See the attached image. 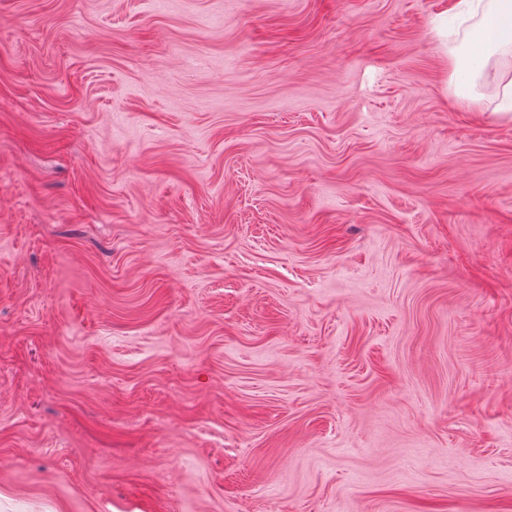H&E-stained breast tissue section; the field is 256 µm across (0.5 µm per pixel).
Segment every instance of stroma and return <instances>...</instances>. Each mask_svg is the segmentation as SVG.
<instances>
[{
	"label": "stroma",
	"instance_id": "1",
	"mask_svg": "<svg viewBox=\"0 0 512 512\" xmlns=\"http://www.w3.org/2000/svg\"><path fill=\"white\" fill-rule=\"evenodd\" d=\"M454 2L0 0V512H512Z\"/></svg>",
	"mask_w": 512,
	"mask_h": 512
}]
</instances>
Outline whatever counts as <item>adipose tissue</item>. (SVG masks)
I'll return each mask as SVG.
<instances>
[{
  "mask_svg": "<svg viewBox=\"0 0 512 512\" xmlns=\"http://www.w3.org/2000/svg\"><path fill=\"white\" fill-rule=\"evenodd\" d=\"M456 15L468 21L457 65L481 64L490 54L512 47V0H457Z\"/></svg>",
  "mask_w": 512,
  "mask_h": 512,
  "instance_id": "1",
  "label": "adipose tissue"
}]
</instances>
